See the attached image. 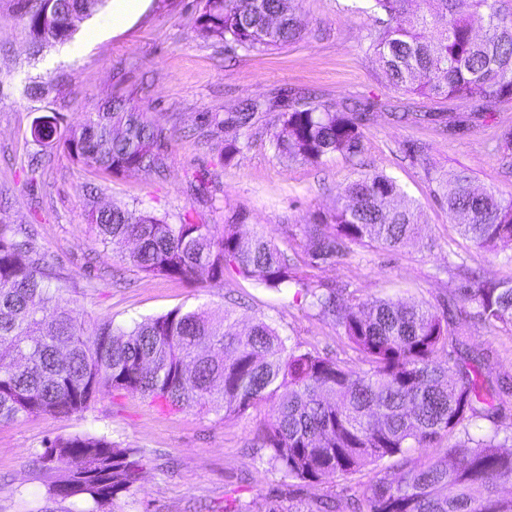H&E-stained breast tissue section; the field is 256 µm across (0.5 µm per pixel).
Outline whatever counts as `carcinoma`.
I'll return each mask as SVG.
<instances>
[{
    "label": "carcinoma",
    "instance_id": "1",
    "mask_svg": "<svg viewBox=\"0 0 512 512\" xmlns=\"http://www.w3.org/2000/svg\"><path fill=\"white\" fill-rule=\"evenodd\" d=\"M30 43L38 54L72 34L70 15L87 17L104 0H60L57 24L42 26V9H28ZM201 36L246 51L282 48L302 39L296 0H200ZM379 16L367 52L382 63L398 90L453 98L473 118L512 99V0H374ZM278 115L270 136L282 162L319 164L329 154L352 159L362 152V108L309 101ZM265 111L258 98L241 102L232 122L251 126ZM31 133L41 147H63L77 162L111 173L149 172L161 160L162 129L123 95L87 114L78 128L61 129L59 114L43 116ZM448 216L476 247L512 251V199L473 186L461 171L440 183ZM88 222L112 254L137 271L195 284L221 281L233 268L267 288L295 289L294 297L332 317L368 368L356 370L287 343L259 320L240 331L230 308H204L145 317L123 328L110 320L91 325L60 306L74 283L60 276L34 241L17 240L0 220V423L40 414L80 416L104 395L138 394L170 410L198 409L242 415L276 400L261 429L268 464L308 483L348 476L384 459L400 473L379 477L346 510L328 496L284 510L265 509L236 497L224 512H512V432L495 426L480 435L470 428L495 422L512 396V378H484L489 352L461 356L467 336L457 327L466 305L490 326H512V282L474 277L442 312L394 298L364 299L314 281L306 267L332 261L351 244L405 246L415 238L418 215L396 181L364 173L339 193L322 223L289 234V251L237 224H197L166 219L127 206L92 210ZM446 358L445 364L438 359ZM444 448L416 461L413 448ZM36 463L50 497H73L85 512H106L114 498L140 479L142 454L105 434L56 437Z\"/></svg>",
    "mask_w": 512,
    "mask_h": 512
}]
</instances>
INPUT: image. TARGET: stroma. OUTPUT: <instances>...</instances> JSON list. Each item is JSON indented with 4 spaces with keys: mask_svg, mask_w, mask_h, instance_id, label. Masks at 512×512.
I'll return each mask as SVG.
<instances>
[{
    "mask_svg": "<svg viewBox=\"0 0 512 512\" xmlns=\"http://www.w3.org/2000/svg\"><path fill=\"white\" fill-rule=\"evenodd\" d=\"M304 36L279 49L246 52L201 37L195 20L199 0H146L123 29L104 27L111 5L79 20L70 41L28 59V21L17 0H0V220L34 228L36 245L57 273L74 281L67 306L78 317L132 321L183 307L232 306L241 325L270 322L302 349L364 363L332 319L296 301L293 289L274 290L228 270L223 280L190 285L148 276L113 258L88 224L89 199L154 212L168 223L190 218L203 224H237L243 234L262 233L286 246L289 234L334 208L340 189L362 173L394 178L420 211L419 235L398 249L351 245L336 261L312 269L314 280L362 298L401 297L442 308L473 270L512 281L505 253L476 248L448 217L440 181L469 170L478 186L512 198V173L502 168L499 137L512 130V99L475 122L461 102L410 95L394 89L366 48L373 26L368 0H298ZM48 83L41 99L26 96L30 80ZM293 88L324 104L367 107L363 151L338 154L317 165H288L270 148L276 113L262 112L247 131L228 124L239 103L254 96L285 105ZM120 92L162 128L164 165L152 173L113 175L73 162L63 151L42 153L32 141L36 117L60 113L67 128ZM399 112L420 114L399 122ZM249 139L250 147L225 160L224 145ZM424 147L428 164L407 151ZM470 347L491 351L492 376L512 375V327L477 318L462 322ZM271 402L221 418L192 409L171 411L128 393L105 397L80 417L34 416L0 424V512H80L79 500H49L34 461L46 440L104 432L141 449L142 475L120 493L114 512H221L227 497L273 500L280 507L314 502L330 494L361 496L379 473L395 475L392 461L369 465L328 483H303L272 471L258 438Z\"/></svg>",
    "mask_w": 512,
    "mask_h": 512,
    "instance_id": "35a3bbf8",
    "label": "stroma"
}]
</instances>
